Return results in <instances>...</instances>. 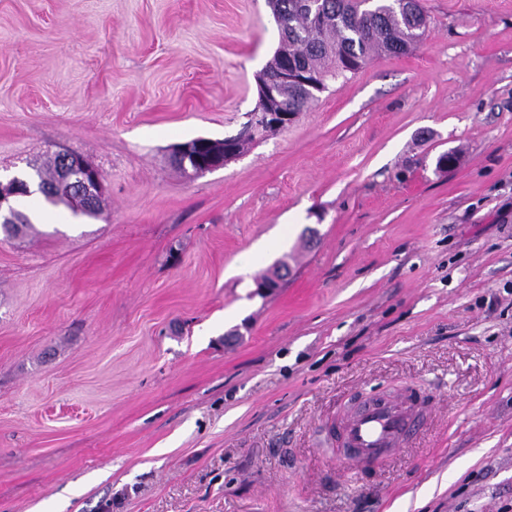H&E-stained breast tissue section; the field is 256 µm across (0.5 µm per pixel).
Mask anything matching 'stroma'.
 <instances>
[{
    "label": "stroma",
    "instance_id": "stroma-1",
    "mask_svg": "<svg viewBox=\"0 0 512 512\" xmlns=\"http://www.w3.org/2000/svg\"><path fill=\"white\" fill-rule=\"evenodd\" d=\"M421 3L198 176L172 148L255 109L268 0H0V180L102 179L0 231V512H512V0ZM406 385L428 424L351 482L323 428ZM58 160V176L54 186L63 189L83 215L94 216L95 211L101 208V176L99 171L88 164L83 158L69 152H58L55 155ZM56 157L50 161L49 166L42 171L36 169V176L49 182L52 166L56 163ZM50 183V182H49ZM64 191L42 193L41 195L50 204L65 202ZM94 210V211H85Z\"/></svg>",
    "mask_w": 512,
    "mask_h": 512
}]
</instances>
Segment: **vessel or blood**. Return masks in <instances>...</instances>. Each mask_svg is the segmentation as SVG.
Here are the masks:
<instances>
[{
	"label": "vessel or blood",
	"instance_id": "b4317fda",
	"mask_svg": "<svg viewBox=\"0 0 512 512\" xmlns=\"http://www.w3.org/2000/svg\"><path fill=\"white\" fill-rule=\"evenodd\" d=\"M430 412L429 395L406 386L363 405L340 409L329 429L330 440L339 457L359 475L380 467L411 443Z\"/></svg>",
	"mask_w": 512,
	"mask_h": 512
}]
</instances>
